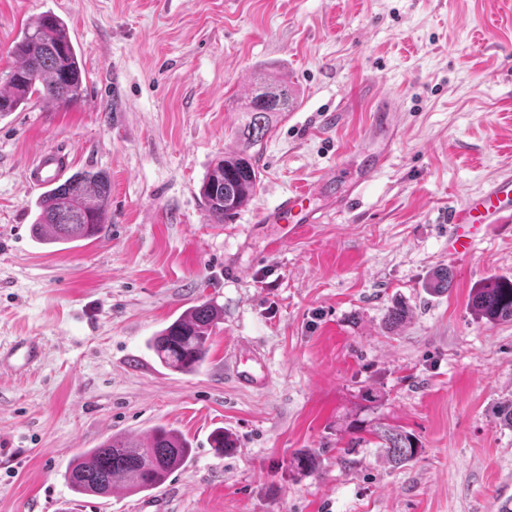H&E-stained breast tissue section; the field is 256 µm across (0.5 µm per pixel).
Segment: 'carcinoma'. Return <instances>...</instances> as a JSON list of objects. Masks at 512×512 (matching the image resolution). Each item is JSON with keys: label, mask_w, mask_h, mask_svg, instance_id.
I'll return each instance as SVG.
<instances>
[{"label": "carcinoma", "mask_w": 512, "mask_h": 512, "mask_svg": "<svg viewBox=\"0 0 512 512\" xmlns=\"http://www.w3.org/2000/svg\"><path fill=\"white\" fill-rule=\"evenodd\" d=\"M16 63L0 75V114L14 112L32 96L46 98L63 107L82 98V63L64 21L47 13L33 22L13 49ZM294 91L284 81L263 82L242 101L239 110L246 122L238 135L243 148L218 160L201 186L211 220L216 224L237 213L255 194L260 172L256 153L269 132L272 116L288 112ZM111 181L102 170L79 169L45 191L32 224L33 237L42 244L71 242L97 236L108 219ZM471 309L485 322L512 321V282L491 278L474 289ZM224 311L209 302L188 309L149 340L160 363L167 368L194 373L206 362L213 328ZM387 460L402 466L420 452L416 437L399 427L378 423L369 430ZM216 454H230L232 435L218 430L212 437ZM191 447L174 429L157 426L147 440L116 435L81 454L66 475L70 488L82 495L104 496L121 485L139 493L151 492L188 459Z\"/></svg>", "instance_id": "obj_1"}]
</instances>
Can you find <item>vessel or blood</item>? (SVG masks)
I'll use <instances>...</instances> for the list:
<instances>
[{"label": "vessel or blood", "mask_w": 512, "mask_h": 512, "mask_svg": "<svg viewBox=\"0 0 512 512\" xmlns=\"http://www.w3.org/2000/svg\"><path fill=\"white\" fill-rule=\"evenodd\" d=\"M371 128L382 133L384 144L373 153L371 164L362 172L349 175L347 188L343 193L330 198L332 210L341 212L348 208L360 193L361 186L372 178L387 161L392 144L399 137L400 127L395 113L389 111L386 103H378L370 121ZM65 154L57 151L42 153L25 170V180L39 188L49 187L67 172ZM332 174H324L311 189H299L282 196L277 205L260 216L261 223L281 225L286 237L299 236L310 225L321 223L322 216L312 208L310 201L315 194L324 192L332 181ZM448 251L462 256L473 244L476 232L486 224L512 222V168L503 170L487 181L476 193L468 196L456 209L450 219ZM43 357V347L34 338L24 337L8 347H0V366L29 369ZM224 368L238 387L244 390H261L268 384V371L264 359L249 345L235 346L224 357Z\"/></svg>", "instance_id": "obj_1"}]
</instances>
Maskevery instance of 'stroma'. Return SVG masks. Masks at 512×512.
I'll return each mask as SVG.
<instances>
[{"mask_svg":"<svg viewBox=\"0 0 512 512\" xmlns=\"http://www.w3.org/2000/svg\"><path fill=\"white\" fill-rule=\"evenodd\" d=\"M47 12L68 27L84 93L0 115V345H43L35 368L0 371V512H141L151 494L80 495L64 473L158 425L191 445L160 490L165 512H505L512 321H481L469 297L512 280V223L452 256L448 213L512 165V0H0V72ZM267 76L297 104L257 148L252 199L213 223L203 178L240 148L236 103ZM381 95L403 135L352 210L288 241L259 223L332 168L342 189ZM50 149L109 175L99 238H33L41 191L23 169ZM441 268L444 293L430 287ZM201 302L224 311L206 363L162 366L149 339ZM397 303L408 317L386 328ZM238 342L264 354V390L225 373ZM355 416L415 434L422 454L396 468L351 446ZM218 428L236 441L223 457ZM303 450L313 473L294 467Z\"/></svg>","mask_w":512,"mask_h":512,"instance_id":"35a3bbf8","label":"stroma"}]
</instances>
